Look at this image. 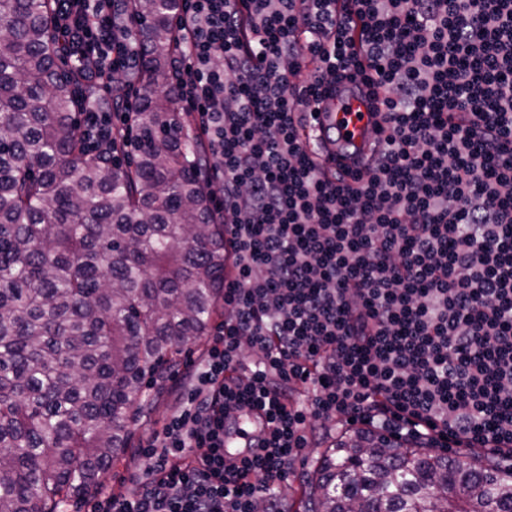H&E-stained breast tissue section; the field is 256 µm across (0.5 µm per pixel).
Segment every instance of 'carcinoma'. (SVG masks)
Masks as SVG:
<instances>
[{
	"mask_svg": "<svg viewBox=\"0 0 512 512\" xmlns=\"http://www.w3.org/2000/svg\"><path fill=\"white\" fill-rule=\"evenodd\" d=\"M133 7L144 106L114 163L84 151L52 0H0V512L95 493L224 300V225L169 88L178 0ZM307 512H512V475L356 431Z\"/></svg>",
	"mask_w": 512,
	"mask_h": 512,
	"instance_id": "cac0c4a2",
	"label": "carcinoma"
}]
</instances>
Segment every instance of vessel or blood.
<instances>
[{
  "instance_id": "vessel-or-blood-1",
  "label": "vessel or blood",
  "mask_w": 512,
  "mask_h": 512,
  "mask_svg": "<svg viewBox=\"0 0 512 512\" xmlns=\"http://www.w3.org/2000/svg\"><path fill=\"white\" fill-rule=\"evenodd\" d=\"M305 120L312 133L308 148L327 172L368 174L372 153L382 140L378 132L384 123L380 104L344 83L337 85L318 111L306 113Z\"/></svg>"
}]
</instances>
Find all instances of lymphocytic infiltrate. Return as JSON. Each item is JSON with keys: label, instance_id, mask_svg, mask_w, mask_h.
I'll return each instance as SVG.
<instances>
[{"label": "lymphocytic infiltrate", "instance_id": "1", "mask_svg": "<svg viewBox=\"0 0 512 512\" xmlns=\"http://www.w3.org/2000/svg\"><path fill=\"white\" fill-rule=\"evenodd\" d=\"M179 4L175 98L235 274L143 480L89 512H279L319 419L512 463V0ZM136 25L131 0H58L90 154L130 119L116 77L138 68ZM345 73L388 125L355 186L310 157L300 117ZM253 410L254 456L225 464V423Z\"/></svg>", "mask_w": 512, "mask_h": 512}]
</instances>
